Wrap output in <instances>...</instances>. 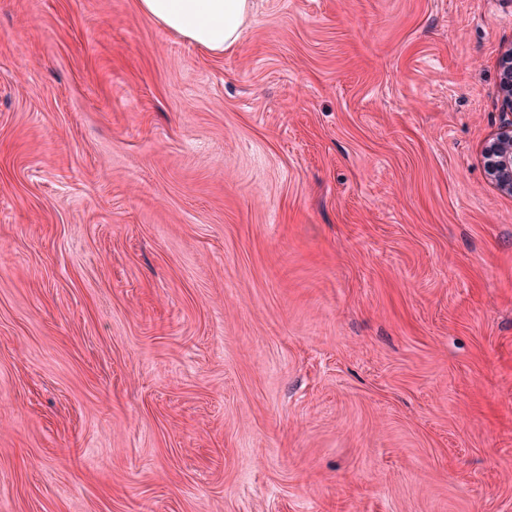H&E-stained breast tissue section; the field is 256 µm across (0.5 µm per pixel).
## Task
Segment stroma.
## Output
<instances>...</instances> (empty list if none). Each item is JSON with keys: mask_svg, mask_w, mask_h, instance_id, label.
I'll return each instance as SVG.
<instances>
[{"mask_svg": "<svg viewBox=\"0 0 512 512\" xmlns=\"http://www.w3.org/2000/svg\"><path fill=\"white\" fill-rule=\"evenodd\" d=\"M0 0V512H512V0ZM250 0H138L140 11L197 47L223 53L239 39ZM485 162L494 179V183L502 190L512 192V120L504 124L484 152Z\"/></svg>", "mask_w": 512, "mask_h": 512, "instance_id": "1", "label": "stroma"}]
</instances>
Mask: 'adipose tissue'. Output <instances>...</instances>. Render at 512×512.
I'll return each instance as SVG.
<instances>
[{"label":"adipose tissue","mask_w":512,"mask_h":512,"mask_svg":"<svg viewBox=\"0 0 512 512\" xmlns=\"http://www.w3.org/2000/svg\"><path fill=\"white\" fill-rule=\"evenodd\" d=\"M140 11L197 47L220 53L239 39L249 0H138Z\"/></svg>","instance_id":"adipose-tissue-1"}]
</instances>
